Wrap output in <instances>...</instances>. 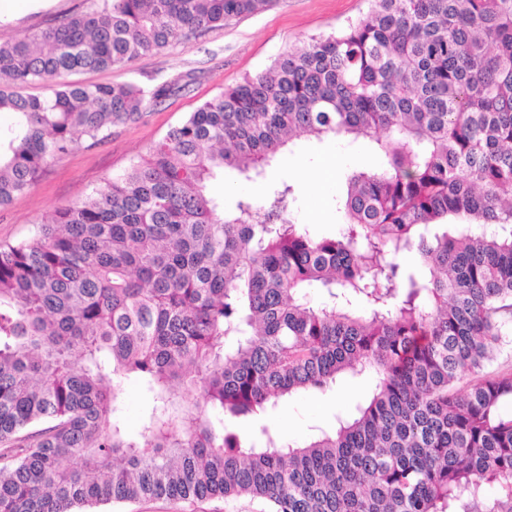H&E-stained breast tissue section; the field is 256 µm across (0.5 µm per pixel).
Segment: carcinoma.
Listing matches in <instances>:
<instances>
[{"label": "carcinoma", "instance_id": "obj_1", "mask_svg": "<svg viewBox=\"0 0 512 512\" xmlns=\"http://www.w3.org/2000/svg\"><path fill=\"white\" fill-rule=\"evenodd\" d=\"M371 2L0 244V512L212 496L512 512V370L485 372L512 332V0ZM269 3L90 0L0 42V207L173 90L65 76ZM347 136L375 163L349 177L332 237L295 222L286 183L231 210L210 193L226 168L254 182L301 139ZM412 251L419 269L398 262ZM342 375L373 387L334 429L296 443L257 426ZM132 379L152 400L133 435L114 420Z\"/></svg>", "mask_w": 512, "mask_h": 512}]
</instances>
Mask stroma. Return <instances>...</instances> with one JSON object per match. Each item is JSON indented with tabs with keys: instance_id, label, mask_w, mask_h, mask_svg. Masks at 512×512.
<instances>
[{
	"instance_id": "35a3bbf8",
	"label": "stroma",
	"mask_w": 512,
	"mask_h": 512,
	"mask_svg": "<svg viewBox=\"0 0 512 512\" xmlns=\"http://www.w3.org/2000/svg\"><path fill=\"white\" fill-rule=\"evenodd\" d=\"M87 5L88 0H54L49 8L20 12L14 19L0 21V41L52 25ZM367 8L368 0H272L264 10L210 31L203 45L181 44L141 57L125 70L72 74V81L79 83L134 80L146 84L162 76L176 81L178 88L142 118L112 127L101 142L76 146L61 159L51 161L30 191L0 208V242L30 238L36 226L57 207L85 198L105 179L121 174L139 153L224 87L263 71L298 41L342 28ZM367 154L360 140L303 142L267 168L263 179L243 182L236 172L228 170L211 182L210 191L229 209L240 194L259 198L270 188L291 184L296 197L292 210L296 223L307 225L315 235L332 236L339 230L337 207L346 178L363 166ZM301 161L321 173L319 182L308 190L299 186L295 177ZM370 385V379L346 377L332 390L294 396L282 401L267 423L288 440L304 441L316 428L333 429L337 415L352 411L365 398ZM105 512H259V507L242 499H150L115 504L106 507Z\"/></svg>"
}]
</instances>
